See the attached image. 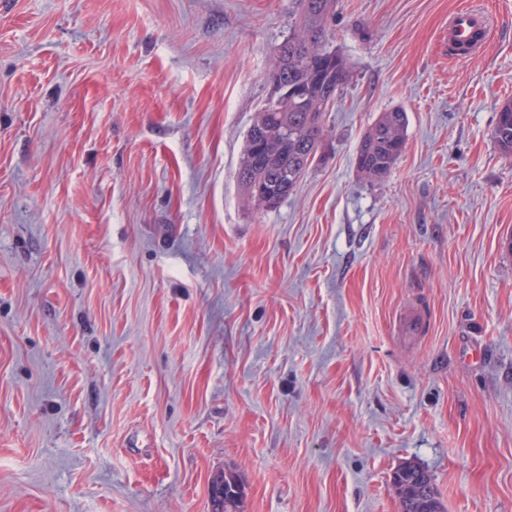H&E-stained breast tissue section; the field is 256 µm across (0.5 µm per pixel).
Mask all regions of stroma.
I'll list each match as a JSON object with an SVG mask.
<instances>
[{
  "instance_id": "stroma-1",
  "label": "stroma",
  "mask_w": 512,
  "mask_h": 512,
  "mask_svg": "<svg viewBox=\"0 0 512 512\" xmlns=\"http://www.w3.org/2000/svg\"><path fill=\"white\" fill-rule=\"evenodd\" d=\"M296 9L0 0V512H211L222 472L244 512H401L408 463L512 512V0H337L353 77L258 213L235 173ZM489 17L485 12L463 9L448 22V43L461 58L477 54L485 45ZM494 140L502 154L512 156V103H505L498 110ZM407 113L395 108L382 112L356 149L357 172L369 182H380L391 172L405 147Z\"/></svg>"
}]
</instances>
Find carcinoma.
Returning a JSON list of instances; mask_svg holds the SVG:
<instances>
[{
	"instance_id": "carcinoma-1",
	"label": "carcinoma",
	"mask_w": 512,
	"mask_h": 512,
	"mask_svg": "<svg viewBox=\"0 0 512 512\" xmlns=\"http://www.w3.org/2000/svg\"><path fill=\"white\" fill-rule=\"evenodd\" d=\"M294 24L277 47L268 75L271 94L247 131L236 182L246 201L258 210L277 208L288 198L317 157L324 117L351 71L332 44L331 20L336 0H297ZM407 113L383 112L356 149L357 172L380 182L391 172L405 147ZM494 140L512 156V103L497 113ZM392 484L402 512H445L431 476L419 466L399 467ZM212 512H244L240 483L224 476V499L212 500Z\"/></svg>"
}]
</instances>
